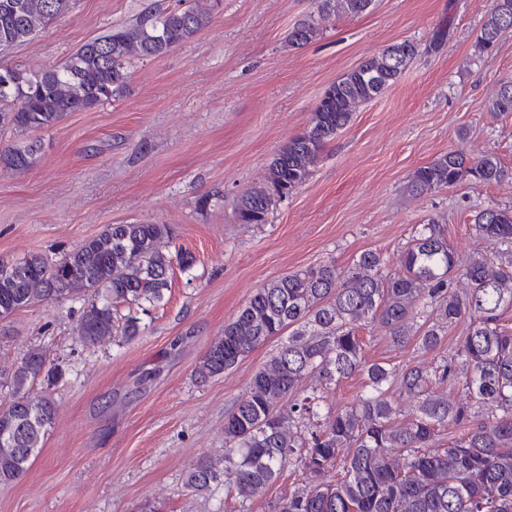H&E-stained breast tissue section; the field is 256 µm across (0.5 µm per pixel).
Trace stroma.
<instances>
[{
	"mask_svg": "<svg viewBox=\"0 0 512 512\" xmlns=\"http://www.w3.org/2000/svg\"><path fill=\"white\" fill-rule=\"evenodd\" d=\"M168 0H75L44 33L5 61L38 71L86 41ZM490 0H375L358 17L321 22L315 41L288 44L317 0H224L191 41L134 64L120 100L69 115L39 132L37 162L0 170V257L60 259L108 224L171 225L195 257L174 270L162 302L136 339L83 348L74 325L84 299L38 303L0 321V373L44 347L65 377L58 412L23 477L0 484V512H271L301 477L283 471L269 494L240 503L224 486L194 495L184 475L224 446V418L255 372L277 351L272 338L223 376L196 382L194 368L224 324L264 283L331 262L348 266L381 252L395 270L418 225L438 220L459 265L484 255L512 267V246L476 236L480 209L512 206V181H464L422 195L413 172L451 151L496 155L512 167V112H493L512 82V33L489 52L477 38ZM448 38L425 52L433 31ZM409 39L423 50L400 79L359 106L321 154L309 179L281 200L266 224L238 223L240 195L260 187L276 151L299 134L324 90L364 58ZM210 198L202 206V198ZM469 321L452 326L432 353L395 347L383 328L364 331L365 358L434 365L451 356Z\"/></svg>",
	"mask_w": 512,
	"mask_h": 512,
	"instance_id": "1",
	"label": "stroma"
}]
</instances>
